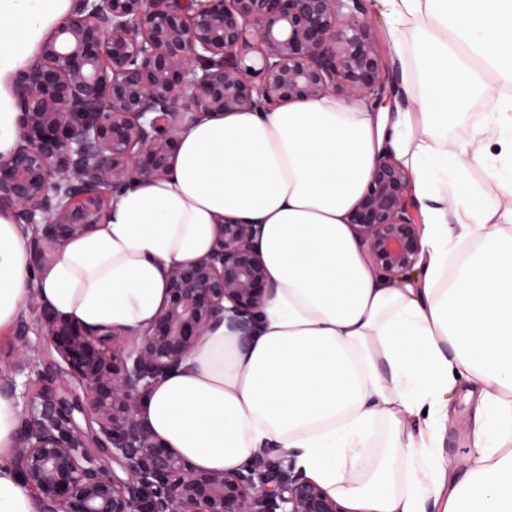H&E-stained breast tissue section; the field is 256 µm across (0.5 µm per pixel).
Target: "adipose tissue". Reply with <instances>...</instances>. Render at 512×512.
Segmentation results:
<instances>
[{
  "instance_id": "ef3b65f1",
  "label": "adipose tissue",
  "mask_w": 512,
  "mask_h": 512,
  "mask_svg": "<svg viewBox=\"0 0 512 512\" xmlns=\"http://www.w3.org/2000/svg\"><path fill=\"white\" fill-rule=\"evenodd\" d=\"M387 32L423 92L400 111L333 96L190 124L171 176L127 188L102 224L40 274L0 207V329L30 297L88 326L143 328L163 270L206 253L229 217L261 227L272 297L249 341L223 322L145 398L140 413L209 471L278 446L354 512H512V0H382ZM71 0H0V154L16 144L14 75ZM415 25L412 43L400 27ZM493 96L467 138L448 113ZM389 151L421 204V276L385 279L348 214ZM480 160L486 191L442 184L433 163ZM474 247L444 284L455 237ZM473 406L472 452L441 449L451 393ZM18 410L0 396V512H41L10 467ZM384 426L375 440V426Z\"/></svg>"
}]
</instances>
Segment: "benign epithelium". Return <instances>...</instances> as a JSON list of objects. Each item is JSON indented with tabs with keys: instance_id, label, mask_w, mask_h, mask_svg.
<instances>
[{
	"instance_id": "obj_1",
	"label": "benign epithelium",
	"mask_w": 512,
	"mask_h": 512,
	"mask_svg": "<svg viewBox=\"0 0 512 512\" xmlns=\"http://www.w3.org/2000/svg\"><path fill=\"white\" fill-rule=\"evenodd\" d=\"M369 0H73L15 75V148L0 206L30 233V261L93 231L123 191L169 175L192 120L328 94L394 112L404 101ZM349 223L383 276L420 263L411 176L384 152ZM260 225L229 218L210 250L165 271L157 317L137 331L45 307L16 332L19 410L10 466L42 512H350L265 448L234 471L196 468L145 424L141 399L226 314L242 340L274 290ZM36 336L49 362L27 355Z\"/></svg>"
}]
</instances>
